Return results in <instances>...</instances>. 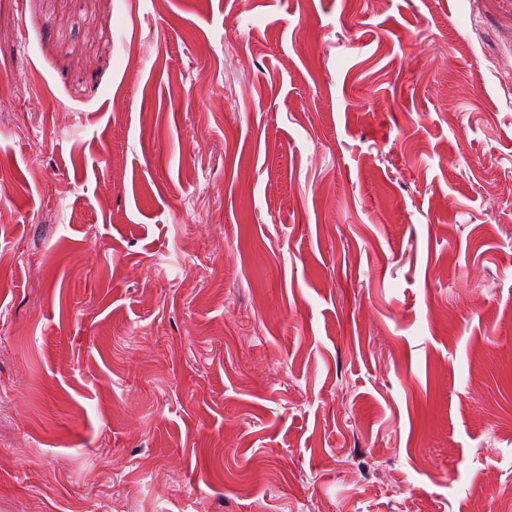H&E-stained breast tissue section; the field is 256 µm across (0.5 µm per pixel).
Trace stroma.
<instances>
[{"label": "stroma", "instance_id": "1", "mask_svg": "<svg viewBox=\"0 0 512 512\" xmlns=\"http://www.w3.org/2000/svg\"><path fill=\"white\" fill-rule=\"evenodd\" d=\"M0 512H512V0H0Z\"/></svg>", "mask_w": 512, "mask_h": 512}]
</instances>
